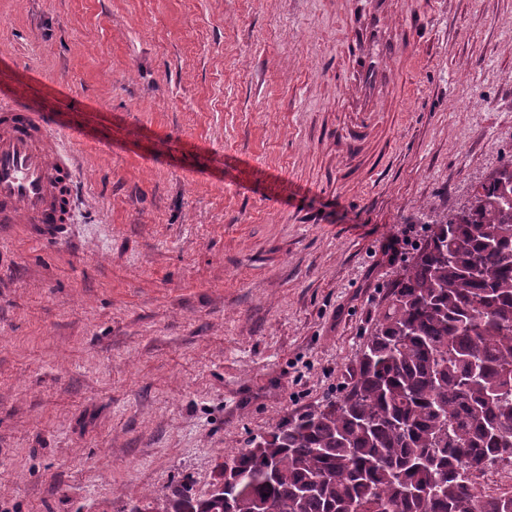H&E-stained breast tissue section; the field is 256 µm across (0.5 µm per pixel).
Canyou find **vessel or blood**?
Returning a JSON list of instances; mask_svg holds the SVG:
<instances>
[{"mask_svg":"<svg viewBox=\"0 0 512 512\" xmlns=\"http://www.w3.org/2000/svg\"><path fill=\"white\" fill-rule=\"evenodd\" d=\"M394 12V0H350L352 28L343 47L349 66L341 78L353 91L348 107L363 135L384 95L395 89L388 61L408 58L430 34L426 14H410L408 24L396 29L390 24ZM53 136L49 116L24 102L0 113L1 224L47 227L69 221L72 164Z\"/></svg>","mask_w":512,"mask_h":512,"instance_id":"obj_1","label":"vessel or blood"}]
</instances>
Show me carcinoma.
I'll return each instance as SVG.
<instances>
[{"instance_id":"1","label":"carcinoma","mask_w":512,"mask_h":512,"mask_svg":"<svg viewBox=\"0 0 512 512\" xmlns=\"http://www.w3.org/2000/svg\"><path fill=\"white\" fill-rule=\"evenodd\" d=\"M512 170L428 225L350 388L224 456L241 479L157 512H512ZM486 490L500 493L512 489V470L500 466H489L479 478Z\"/></svg>"}]
</instances>
